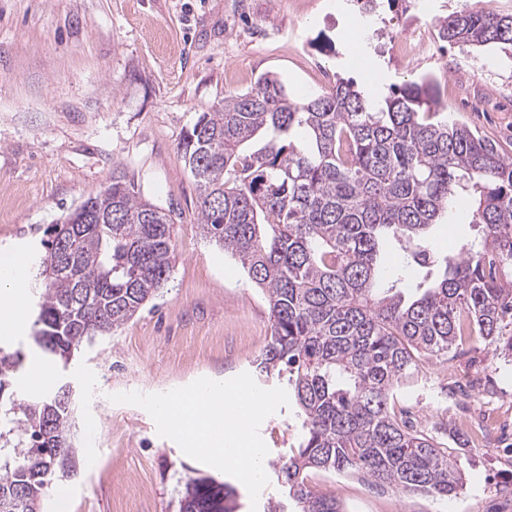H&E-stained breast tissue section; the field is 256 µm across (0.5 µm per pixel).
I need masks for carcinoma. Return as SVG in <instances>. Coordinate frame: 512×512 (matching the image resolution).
<instances>
[{"mask_svg":"<svg viewBox=\"0 0 512 512\" xmlns=\"http://www.w3.org/2000/svg\"><path fill=\"white\" fill-rule=\"evenodd\" d=\"M459 47L512 48V13L468 6L438 20ZM179 150L196 180L198 228L268 302L271 335L255 361L262 381L288 373L302 410L298 447L275 463L299 512H343L307 483L313 469L358 472L378 485L440 498L463 489L457 462L408 427L389 402L426 360L449 359L473 336L512 361V160L445 114L427 78L375 101L350 78L290 98L274 75L202 113ZM465 192L484 235L440 256L430 227ZM84 203L112 214L55 226L39 258L31 341L50 362L112 335L146 307L172 270V218L122 171ZM437 274L405 296L385 284L380 247ZM25 353L0 346V502L15 490L39 504L57 471L78 460L72 406L58 383L16 402ZM235 491L190 478L191 512H233Z\"/></svg>","mask_w":512,"mask_h":512,"instance_id":"obj_1","label":"carcinoma"}]
</instances>
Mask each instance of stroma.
<instances>
[{
  "label": "stroma",
  "instance_id": "stroma-1",
  "mask_svg": "<svg viewBox=\"0 0 512 512\" xmlns=\"http://www.w3.org/2000/svg\"><path fill=\"white\" fill-rule=\"evenodd\" d=\"M416 0H390L374 18L383 37L373 53L353 32L349 0H0V256L26 253L32 279L46 231L121 169L142 197L170 212L176 261L164 288L114 335L81 347L66 369L30 346L28 324L0 329V345L26 353L24 372L44 368L72 383L79 472L42 499L55 512H179L188 477L207 476L235 491V512H267L287 500L271 480L251 505L237 479L185 456L159 437L140 407L110 394L162 393L207 377L253 372L271 334L270 311L241 266L204 239L198 192L178 150L198 116L218 109L267 73L302 97L330 90L337 77L380 70L376 98L408 80L431 78L456 118L494 140L512 158V60L493 47H452L404 57L397 44L419 16ZM466 198L445 211L430 235L457 253L479 233ZM495 391L496 419L512 423V363L471 340L447 361H426L396 392V410L414 430L441 442L466 476L454 497L377 486L360 473L313 471L308 482L336 496L344 512H512V433L506 445L457 444L448 392L460 378ZM298 404L261 425L277 460L300 440Z\"/></svg>",
  "mask_w": 512,
  "mask_h": 512
}]
</instances>
